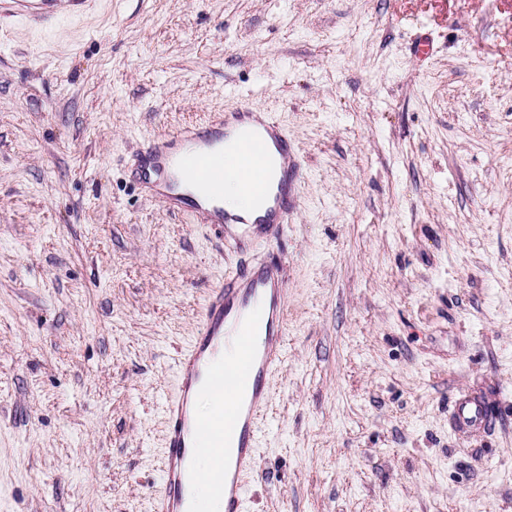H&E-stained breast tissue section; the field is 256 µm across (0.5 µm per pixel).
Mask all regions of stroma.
<instances>
[{
	"label": "stroma",
	"instance_id": "35a3bbf8",
	"mask_svg": "<svg viewBox=\"0 0 512 512\" xmlns=\"http://www.w3.org/2000/svg\"><path fill=\"white\" fill-rule=\"evenodd\" d=\"M433 45L418 60L417 37ZM239 101L303 157L245 512H512V0H93L0 28V512H151L163 407L241 259L142 196ZM499 421L464 440L454 400Z\"/></svg>",
	"mask_w": 512,
	"mask_h": 512
}]
</instances>
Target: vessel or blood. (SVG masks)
Wrapping results in <instances>:
<instances>
[{
	"label": "vessel or blood",
	"mask_w": 512,
	"mask_h": 512,
	"mask_svg": "<svg viewBox=\"0 0 512 512\" xmlns=\"http://www.w3.org/2000/svg\"><path fill=\"white\" fill-rule=\"evenodd\" d=\"M58 2L0 0V17L47 28L57 18ZM135 159L147 197L193 224L240 227L239 248L273 247L299 205L302 164L293 140L270 113L246 102L143 144ZM228 171L237 173L251 197L250 215L225 211ZM287 262L280 253L256 266L235 265L211 289L197 334L177 358V388L165 404L164 480L153 512H195L200 455L211 460L208 480L224 512H244L243 485L257 466L259 414L283 359ZM229 345L235 349L230 362L224 359ZM204 392L215 407L200 415L192 400ZM490 418L476 399L458 401L452 415L455 429L464 434L480 430Z\"/></svg>",
	"instance_id": "obj_1"
}]
</instances>
